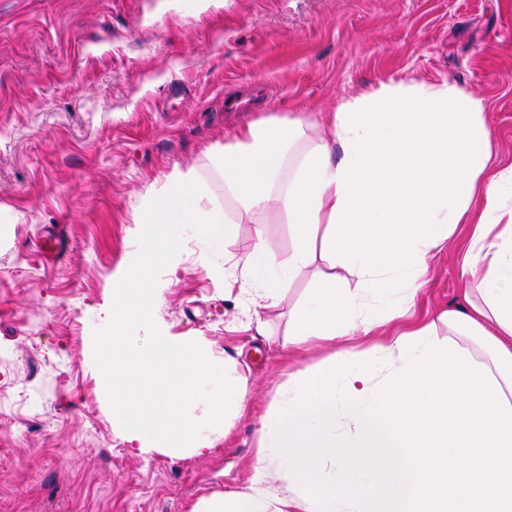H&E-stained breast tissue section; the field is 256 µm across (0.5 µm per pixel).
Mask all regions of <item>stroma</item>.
<instances>
[{"label": "stroma", "mask_w": 512, "mask_h": 512, "mask_svg": "<svg viewBox=\"0 0 512 512\" xmlns=\"http://www.w3.org/2000/svg\"><path fill=\"white\" fill-rule=\"evenodd\" d=\"M390 80L482 97L495 159L512 162V0H0V512H194L247 485L280 388L334 351L283 346L308 282L260 308L258 335L213 260L250 251L252 225L229 241L184 232L152 318L231 355L245 408L211 453L141 452L95 364L139 249L133 209L243 124L329 112ZM57 226L53 263L37 244ZM467 238L459 225L410 314L355 351L463 305Z\"/></svg>", "instance_id": "35a3bbf8"}]
</instances>
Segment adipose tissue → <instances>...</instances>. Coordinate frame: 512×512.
Segmentation results:
<instances>
[{
    "label": "adipose tissue",
    "instance_id": "ef3b65f1",
    "mask_svg": "<svg viewBox=\"0 0 512 512\" xmlns=\"http://www.w3.org/2000/svg\"><path fill=\"white\" fill-rule=\"evenodd\" d=\"M482 98L448 81H399L341 98L311 117L267 118L239 129L207 169L165 175L133 212L143 253L177 250L170 227L232 237L254 227L253 246L231 258L240 291L276 305L294 279L314 287L295 311L288 342L370 335L411 309L428 261L469 227L465 305L436 321L484 364L512 400V162L494 161ZM219 184L222 196L211 193ZM284 215L292 249L279 259L263 225ZM269 434L249 483L199 512H319L291 491Z\"/></svg>",
    "mask_w": 512,
    "mask_h": 512
}]
</instances>
